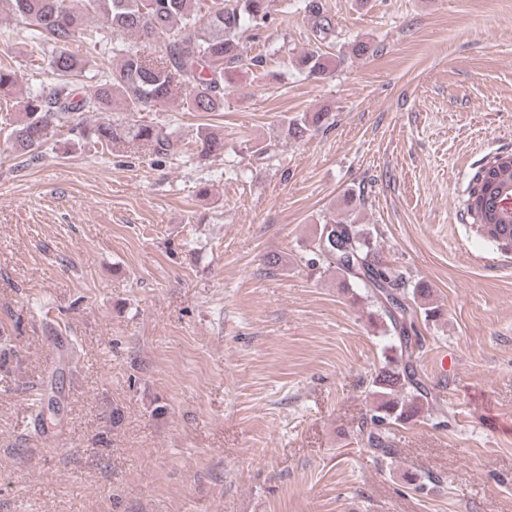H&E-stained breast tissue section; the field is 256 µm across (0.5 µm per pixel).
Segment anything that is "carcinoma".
<instances>
[{
	"label": "carcinoma",
	"mask_w": 512,
	"mask_h": 512,
	"mask_svg": "<svg viewBox=\"0 0 512 512\" xmlns=\"http://www.w3.org/2000/svg\"><path fill=\"white\" fill-rule=\"evenodd\" d=\"M267 2L212 0L202 15L199 0H0V14L21 20L25 38L55 79L23 98L21 116L7 135L11 148L33 163L54 135V123L79 112H119L120 117L98 124L89 135L103 146L130 144L158 158L176 154L180 143L176 131L143 120L142 113L157 111L182 88L188 91L193 111H224L226 73L263 66V58L244 54L239 34L246 27L256 30L266 25ZM302 10L312 47L298 56L296 64L308 76L320 79L333 66L323 47L334 36L336 22L322 0H303ZM93 18L102 21V28L90 30L87 39L102 46L107 56L97 70L73 48ZM114 31L129 33L140 43L165 34V52L150 57L114 43ZM79 77L93 82L91 94L80 97L70 89L71 79ZM16 85V72L0 65V94H12ZM327 120L326 112L299 113L282 120L280 133L285 140H301ZM197 150L202 158L218 156L224 151V137L204 127ZM483 168V189L471 191L467 211L482 237L508 253L512 251V214L499 208L498 195L499 189L512 188V161L496 159ZM311 252V262L342 272L343 287L374 293L372 316L392 335L384 365L370 384V409L359 426L364 447L391 458L390 426L429 410L431 395L416 368L423 343L415 313L400 299L403 277L380 257L370 229L334 213L323 217ZM429 296L427 285L414 286L412 300L423 308L426 318L434 312L426 307Z\"/></svg>",
	"instance_id": "1"
}]
</instances>
